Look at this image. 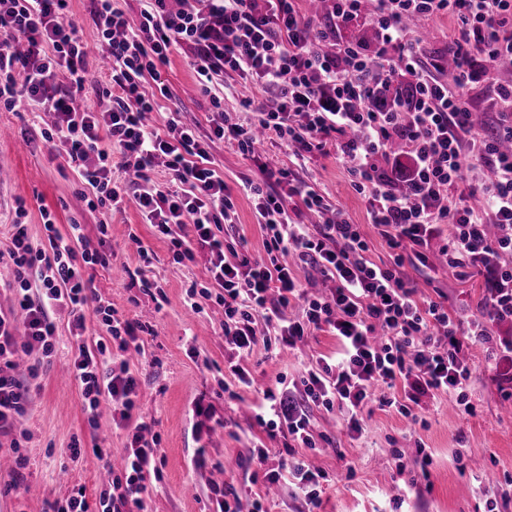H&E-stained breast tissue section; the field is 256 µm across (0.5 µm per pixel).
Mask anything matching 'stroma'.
<instances>
[{"mask_svg":"<svg viewBox=\"0 0 512 512\" xmlns=\"http://www.w3.org/2000/svg\"><path fill=\"white\" fill-rule=\"evenodd\" d=\"M159 71L170 91L171 106L182 110L185 122L208 131L210 98L195 85L189 51L174 49ZM53 121V113L36 112L25 104L11 112L0 111V126L8 133L0 139V213H11L17 200H24L28 233L36 242L43 236L41 209L54 213L60 229L79 222L88 248L103 244L112 253L109 266L93 272L98 294L126 317L148 321L153 328L127 355L138 377L136 399L160 441L158 472L148 478L147 512H217L215 491L225 487L246 503L265 494L266 512H306L302 495L288 478H281L271 494L253 482L252 446L266 433L254 419L251 404L258 392L268 388L279 401L294 397L288 381L332 350L333 337L316 332L294 353L272 358L265 351L256 352L245 363L251 387L241 389L239 399H229L224 386L232 377L225 363L232 350L224 338L222 309L206 299L197 312L185 304L190 287L207 284L205 255H197L192 263L175 262L168 240L144 222L134 205L108 214L89 210L68 164L66 146L41 136ZM210 153L234 203V225L225 233L227 242L243 245L251 256L263 255L253 203L241 183L246 178L260 180L263 163L291 167L287 147L264 143L253 159L217 140ZM299 176L342 218L360 225L372 261H389L390 250L371 224L367 205L352 188L337 151L318 157ZM103 222L108 225L104 236L98 231ZM142 247L148 250L149 261L140 258ZM404 271L418 296H446L449 311L466 318L477 314L491 297L479 272L461 280L437 263L419 269L408 265ZM145 280L161 290L162 306H155L141 292ZM56 324L58 343L39 389L31 393L23 423L27 435L19 440L27 459L23 485L19 492L0 495V512H45L46 500L75 487L84 488L89 503H96L101 487L112 479L98 449H111L118 459L127 444L125 431L112 421L109 403H101L96 413L86 411L81 386L72 373L77 346L66 316L57 315ZM468 361L473 369L469 395L476 408L471 415L461 413L453 398L425 397L418 423L376 408L366 415L363 434L353 436L334 415L314 412L318 440L311 456L327 475L320 512H491L476 479L483 475L495 482L512 475V413L506 412L504 401L512 391V368L493 367L480 345L469 350ZM75 435L82 438L85 451L74 460L67 446ZM202 445L207 452L200 467L195 452ZM420 447L432 456L430 476L412 487L408 481ZM395 448L401 450V459L392 457Z\"/></svg>","mask_w":512,"mask_h":512,"instance_id":"1","label":"stroma"}]
</instances>
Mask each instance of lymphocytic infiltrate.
I'll return each instance as SVG.
<instances>
[{
    "label": "lymphocytic infiltrate",
    "mask_w": 512,
    "mask_h": 512,
    "mask_svg": "<svg viewBox=\"0 0 512 512\" xmlns=\"http://www.w3.org/2000/svg\"><path fill=\"white\" fill-rule=\"evenodd\" d=\"M66 2L0 0V109L25 102L53 113V125L42 136L66 144L69 163L89 191V209L112 212L134 203L145 222L169 239L175 261L206 253L215 302L224 309V337L236 353L228 369L239 385H252L242 361L257 348H292L320 330L336 338L335 350L319 356L301 377L299 400L288 409L284 428L296 453L274 463L265 442L254 446L252 458L267 484L289 473L307 505H319L325 473L303 455L315 446L313 410L339 414L357 435L372 402L412 419L421 396L450 395L472 413L465 351L489 343L492 323L512 321V151L502 149L512 144V82L495 74L497 61L512 59V0H331L321 19L306 15L299 0H178L175 9L168 0H140L134 21L113 0H92L98 46L109 62L107 80L96 84L89 81L88 45L63 13ZM447 14L458 26L448 44L451 67L443 56L424 53L407 24ZM360 21L381 34L374 51L337 36ZM177 46L189 50L195 80L211 95L210 134L185 123L177 108L170 110L164 130L149 123L160 99L169 96L158 66ZM398 68L412 78L411 107L375 109L374 90ZM229 72L270 94L272 105L255 108L245 122L225 113L211 90ZM482 84L494 94L491 138L474 133L467 105L468 91ZM90 87L109 98L107 109L80 106ZM260 133L291 149L302 168L335 144L371 223L392 252L391 262L368 259L359 225L345 219L314 226L294 222L285 195L300 196L320 215L330 206L293 170L267 163L260 181L243 185L266 254L227 260L219 229L233 203L210 159L209 140L234 144L249 156ZM395 140L413 161L412 187L404 196L392 192L375 166ZM116 153L117 164L135 175L132 189L112 182ZM160 161L171 175L166 187L153 177ZM481 168L487 176L463 190L467 174ZM26 215L24 201H17L11 244L0 250V264L13 270L16 297L15 307L0 308V432L21 426L31 381L39 376L36 363L29 382L10 375L15 358L50 357L54 316L67 312L69 334L80 343L73 368L85 406L93 412L101 401L111 402L129 443L119 474L96 504L77 489L48 501L47 512H143L159 439L150 436L146 422L134 420L138 380L126 361L113 359L137 345L143 325L120 318L97 293L91 271L109 258L82 248L79 223L61 233L52 213L42 210L46 240L37 244ZM440 235L450 269L465 277L482 268L491 276L490 302L465 322L444 302L418 299L403 271L408 264H426L425 250ZM291 251L334 281L330 295L312 294L299 283L285 261ZM93 314L106 322L112 344L82 345ZM261 321L267 326L263 333L257 329Z\"/></svg>",
    "instance_id": "f902f5d3"
}]
</instances>
